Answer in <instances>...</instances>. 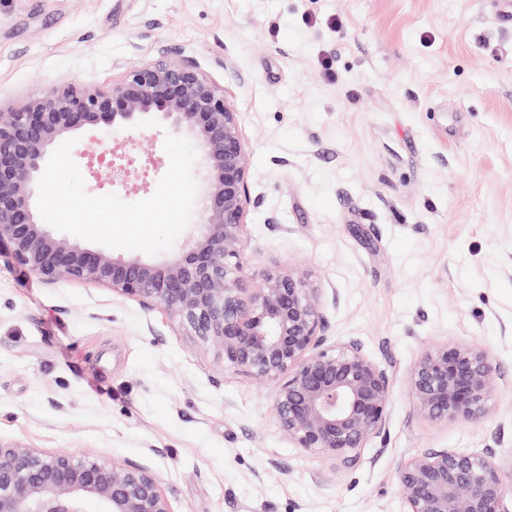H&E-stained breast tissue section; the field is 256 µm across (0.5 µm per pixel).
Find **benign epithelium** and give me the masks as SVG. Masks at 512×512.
Wrapping results in <instances>:
<instances>
[{"label":"benign epithelium","mask_w":512,"mask_h":512,"mask_svg":"<svg viewBox=\"0 0 512 512\" xmlns=\"http://www.w3.org/2000/svg\"><path fill=\"white\" fill-rule=\"evenodd\" d=\"M155 115L198 142L206 171L202 223L179 249L152 259L89 249L51 230L36 214V178L50 149L81 128L124 131ZM250 203L237 112L191 65L159 60L135 67L104 91L61 87L22 109L0 111V241L47 284L91 281L148 312L166 308L194 335L216 344L224 362L275 385L273 411L295 448L345 468L386 432L393 383L350 338L331 343L325 289L299 268L266 271L245 285L244 215ZM503 375L477 340L443 343L409 375L420 411L471 421L491 413ZM405 512H512L497 450L424 451L397 475ZM0 512H172L158 474L132 460L0 444Z\"/></svg>","instance_id":"7a95c632"}]
</instances>
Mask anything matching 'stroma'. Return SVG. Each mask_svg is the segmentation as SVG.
Returning <instances> with one entry per match:
<instances>
[{"label": "stroma", "instance_id": "35a3bbf8", "mask_svg": "<svg viewBox=\"0 0 512 512\" xmlns=\"http://www.w3.org/2000/svg\"><path fill=\"white\" fill-rule=\"evenodd\" d=\"M239 114L252 280L302 266L332 288L330 341L393 379L386 431L351 469L293 448L274 387L225 365L164 307L45 284L0 247V442L138 461L172 512H403L399 470L438 448L512 470V23L496 0H0V107L111 89L161 53ZM170 123L77 165L87 194L151 197ZM480 341L505 381L489 416L437 421L408 377Z\"/></svg>", "mask_w": 512, "mask_h": 512}]
</instances>
